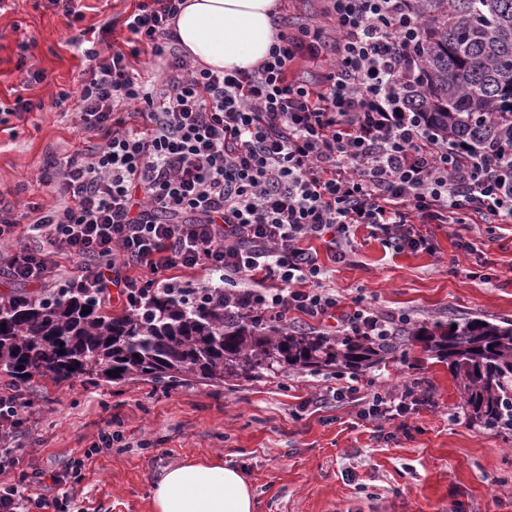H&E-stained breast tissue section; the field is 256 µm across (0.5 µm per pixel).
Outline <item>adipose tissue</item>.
<instances>
[{
    "label": "adipose tissue",
    "instance_id": "adipose-tissue-1",
    "mask_svg": "<svg viewBox=\"0 0 512 512\" xmlns=\"http://www.w3.org/2000/svg\"><path fill=\"white\" fill-rule=\"evenodd\" d=\"M277 0H186L175 21L184 51L205 66L251 69L268 55ZM152 512H256L242 471L222 460L186 461L153 484Z\"/></svg>",
    "mask_w": 512,
    "mask_h": 512
}]
</instances>
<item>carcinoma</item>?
<instances>
[{
    "instance_id": "carcinoma-1",
    "label": "carcinoma",
    "mask_w": 512,
    "mask_h": 512,
    "mask_svg": "<svg viewBox=\"0 0 512 512\" xmlns=\"http://www.w3.org/2000/svg\"><path fill=\"white\" fill-rule=\"evenodd\" d=\"M417 10L421 77L411 104L453 146L512 154V0H417ZM409 342L448 361L471 424L512 431V321L476 317L454 327H411L381 342L288 332L226 308L222 299L185 305L164 290L116 313L72 293L0 296V367L20 386L36 376L144 378L170 388L191 378L248 380L285 368L354 374Z\"/></svg>"
}]
</instances>
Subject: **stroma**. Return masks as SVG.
Wrapping results in <instances>:
<instances>
[{
    "label": "stroma",
    "instance_id": "35a3bbf8",
    "mask_svg": "<svg viewBox=\"0 0 512 512\" xmlns=\"http://www.w3.org/2000/svg\"><path fill=\"white\" fill-rule=\"evenodd\" d=\"M277 30L318 39L319 58L299 53L290 79L317 83L334 57L336 32L326 0H278ZM133 0H83L82 21L70 23L48 0H13L0 13V113L16 98L36 110L11 117L15 133L0 131V191L47 197V159L78 149L74 127L84 66L71 35L95 29L101 49L120 48L119 21ZM40 82L21 87L20 43ZM70 100L57 103L59 93ZM427 251L387 247L362 227L346 260L315 242L329 284L345 298L382 312H407L419 326L484 317L512 321V224L422 225ZM466 233L475 252L458 248ZM336 371H279L224 384L185 381L162 390L140 379L91 383L76 375L34 379L26 388L35 413L23 437L16 472L27 473L21 493L36 499L38 471L62 472L83 461L69 491L68 512H151V484L189 459L219 456L250 483L256 512H512V432L472 426L447 363L419 346L357 373L362 396L414 388L420 397L401 428L377 432L358 403L312 395L335 386ZM121 431L126 449L88 455L102 428Z\"/></svg>",
    "mask_w": 512,
    "mask_h": 512
}]
</instances>
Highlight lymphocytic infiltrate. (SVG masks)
Returning <instances> with one entry per match:
<instances>
[{"label": "lymphocytic infiltrate", "instance_id": "f902f5d3", "mask_svg": "<svg viewBox=\"0 0 512 512\" xmlns=\"http://www.w3.org/2000/svg\"><path fill=\"white\" fill-rule=\"evenodd\" d=\"M336 56L313 86L288 79L317 44L278 35L250 70H215L177 52L184 0H137L127 47L102 56L73 37L87 63L74 122L86 148L49 158L55 204L16 213L0 194V273L44 284L52 253L78 259L64 288L99 299L122 290L128 307L163 289L187 303L280 321L339 318L346 336L390 339L407 313H378L327 283L312 249L346 260L354 227L397 250L423 249L421 224H512V160L442 142L406 102L421 21L415 0H328ZM164 60L160 84L133 62ZM203 267L198 286L171 273ZM416 405L412 389L373 393L363 418L390 422ZM34 403L0 392V472L25 434Z\"/></svg>", "mask_w": 512, "mask_h": 512}]
</instances>
